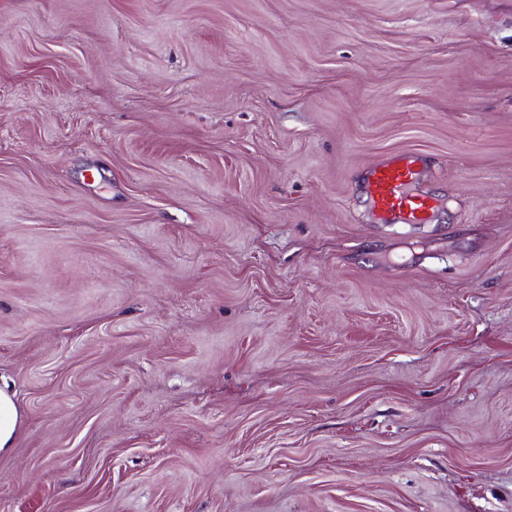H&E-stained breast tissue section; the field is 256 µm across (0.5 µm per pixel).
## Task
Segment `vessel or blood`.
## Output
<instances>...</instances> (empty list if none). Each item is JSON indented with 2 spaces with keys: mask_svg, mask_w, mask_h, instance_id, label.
<instances>
[{
  "mask_svg": "<svg viewBox=\"0 0 512 512\" xmlns=\"http://www.w3.org/2000/svg\"><path fill=\"white\" fill-rule=\"evenodd\" d=\"M417 162L414 155L391 156L374 164L366 174V188L375 207L399 214L407 224L422 222L430 208L427 198L414 190Z\"/></svg>",
  "mask_w": 512,
  "mask_h": 512,
  "instance_id": "b4317fda",
  "label": "vessel or blood"
}]
</instances>
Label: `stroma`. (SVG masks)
<instances>
[{
    "mask_svg": "<svg viewBox=\"0 0 512 512\" xmlns=\"http://www.w3.org/2000/svg\"><path fill=\"white\" fill-rule=\"evenodd\" d=\"M0 376V512H512V0H0ZM419 158L396 155L380 160L366 174V188L376 208L398 213L405 224L420 223L430 205L426 197L414 192ZM22 414L13 394L0 388V453L13 448Z\"/></svg>",
    "mask_w": 512,
    "mask_h": 512,
    "instance_id": "stroma-1",
    "label": "stroma"
}]
</instances>
